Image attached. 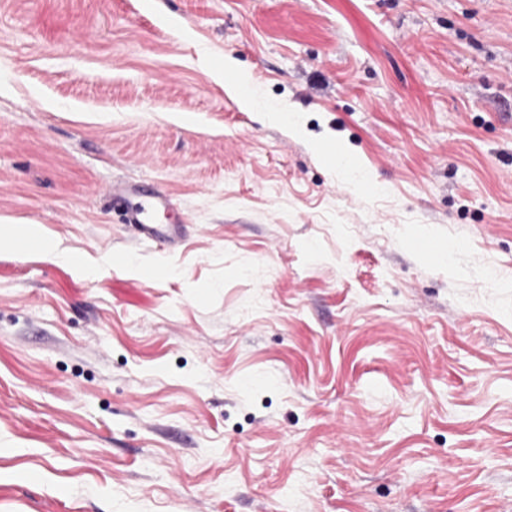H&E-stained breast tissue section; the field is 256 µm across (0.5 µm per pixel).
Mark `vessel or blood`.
Masks as SVG:
<instances>
[{
	"label": "vessel or blood",
	"mask_w": 512,
	"mask_h": 512,
	"mask_svg": "<svg viewBox=\"0 0 512 512\" xmlns=\"http://www.w3.org/2000/svg\"><path fill=\"white\" fill-rule=\"evenodd\" d=\"M111 190L134 197L135 202L127 213L126 222L137 236L168 245L180 238L181 225L159 224L155 221L159 212L170 208L171 202L168 198L157 193L144 192L140 186L129 183L113 184Z\"/></svg>",
	"instance_id": "b4317fda"
}]
</instances>
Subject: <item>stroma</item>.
Segmentation results:
<instances>
[{
    "label": "stroma",
    "mask_w": 512,
    "mask_h": 512,
    "mask_svg": "<svg viewBox=\"0 0 512 512\" xmlns=\"http://www.w3.org/2000/svg\"><path fill=\"white\" fill-rule=\"evenodd\" d=\"M1 221L0 512H512V0H0ZM112 195L117 192L134 197L135 202L130 207L125 224H130L137 236L171 245L181 236L180 224H156L155 217L161 211L171 206V201L157 193H146L140 186L129 183L112 184L109 188ZM35 226L36 225L1 224V245H15L21 242L30 241L35 245L33 249L44 254L47 258L58 261H69L71 259V254L69 252L61 249L60 244L55 240L40 234Z\"/></svg>",
    "instance_id": "obj_1"
}]
</instances>
